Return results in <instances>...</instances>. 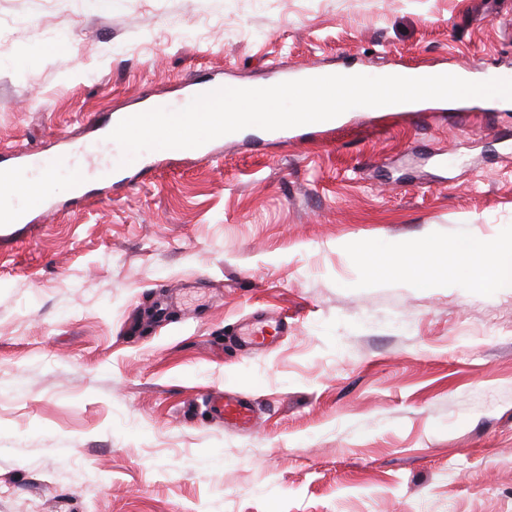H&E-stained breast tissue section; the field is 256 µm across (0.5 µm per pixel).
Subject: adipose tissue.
Listing matches in <instances>:
<instances>
[{
	"label": "adipose tissue",
	"mask_w": 512,
	"mask_h": 512,
	"mask_svg": "<svg viewBox=\"0 0 512 512\" xmlns=\"http://www.w3.org/2000/svg\"><path fill=\"white\" fill-rule=\"evenodd\" d=\"M443 252L439 240L429 235L409 253H390L385 259L368 262L366 268L369 275L385 278L412 266L419 272L413 287L450 288L454 282L440 265ZM451 252L456 263L478 274L484 287L512 288V251H500L480 238H462L453 244Z\"/></svg>",
	"instance_id": "ef3b65f1"
}]
</instances>
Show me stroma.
I'll list each match as a JSON object with an SVG mask.
<instances>
[{
	"label": "stroma",
	"mask_w": 512,
	"mask_h": 512,
	"mask_svg": "<svg viewBox=\"0 0 512 512\" xmlns=\"http://www.w3.org/2000/svg\"><path fill=\"white\" fill-rule=\"evenodd\" d=\"M476 63L512 66V0H0V150L54 156L196 74ZM125 176L89 204L59 181L0 249V512H512V288L377 283L353 253L512 248V108L359 109ZM261 311L288 332L243 353ZM208 406L225 424L240 430H251L256 425L253 404L247 398L216 390L209 396Z\"/></svg>",
	"instance_id": "1"
}]
</instances>
